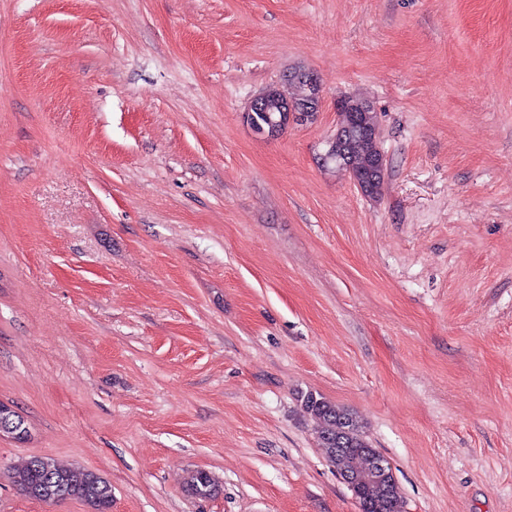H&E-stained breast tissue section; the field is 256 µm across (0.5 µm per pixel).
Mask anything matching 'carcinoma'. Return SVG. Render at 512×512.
<instances>
[{
	"label": "carcinoma",
	"mask_w": 512,
	"mask_h": 512,
	"mask_svg": "<svg viewBox=\"0 0 512 512\" xmlns=\"http://www.w3.org/2000/svg\"><path fill=\"white\" fill-rule=\"evenodd\" d=\"M301 407L318 424L320 447L325 455H330V449L336 447V439L342 440L343 465L354 478V493L363 512H402L398 485L370 477L367 466L370 447L358 420L346 409L313 392L302 396ZM39 460L40 457L32 456L10 472L12 483L23 495L38 501L49 497L57 503L77 499L89 505L92 512H111L112 485L99 474L66 467L47 457L45 461L58 485L55 489L47 483ZM188 490L199 499H208L216 494L217 483L210 472L197 470L190 477Z\"/></svg>",
	"instance_id": "carcinoma-1"
}]
</instances>
